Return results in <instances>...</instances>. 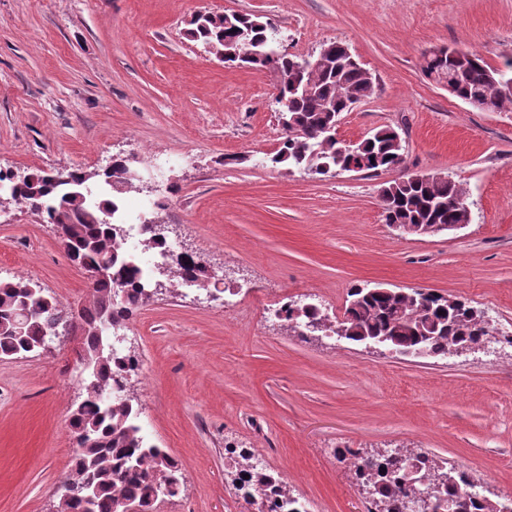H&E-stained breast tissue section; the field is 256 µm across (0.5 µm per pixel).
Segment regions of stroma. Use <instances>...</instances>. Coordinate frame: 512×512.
<instances>
[{
    "mask_svg": "<svg viewBox=\"0 0 512 512\" xmlns=\"http://www.w3.org/2000/svg\"><path fill=\"white\" fill-rule=\"evenodd\" d=\"M204 10L261 16L299 57L347 45L376 83L337 136L394 128L404 170L272 167L277 78L188 40ZM441 47L502 67L512 0H0V167L94 171L132 157L147 189L124 206L171 224L168 240L224 278L218 297L183 286L126 322L139 423L184 477L159 512H254L230 476L242 450L306 512H367L345 448H413L490 499L512 495V109L481 111L427 80L423 56ZM404 173L460 183L470 223L434 236L385 224L380 188ZM15 277L68 309L89 300L52 226L18 204L0 212V279ZM377 283L465 299L497 341L413 358L292 336L274 315L285 298L333 315L351 287ZM79 349L71 335L0 359V512H54L85 397Z\"/></svg>",
    "mask_w": 512,
    "mask_h": 512,
    "instance_id": "stroma-1",
    "label": "stroma"
}]
</instances>
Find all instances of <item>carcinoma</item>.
Wrapping results in <instances>:
<instances>
[{"label": "carcinoma", "mask_w": 512, "mask_h": 512, "mask_svg": "<svg viewBox=\"0 0 512 512\" xmlns=\"http://www.w3.org/2000/svg\"><path fill=\"white\" fill-rule=\"evenodd\" d=\"M277 28L261 17L237 13L225 19L219 14H203L194 18L188 36L195 41L213 44L235 56L225 63L246 64L255 69L265 65L261 54L276 42ZM321 65L312 73L315 92L301 96L284 84L279 96L288 100V120L301 129L299 134L284 136L279 149L270 158L273 165L305 170L311 154H316L317 170L325 176L340 168L355 166L362 172L377 175L395 163L393 129L385 127L344 152L334 140L322 138L327 128H336V114L348 111L350 99L363 101L373 93L375 84L368 70L344 52V44L330 42ZM423 73L436 82H447L452 95L465 102L482 99L492 109L502 111L512 106L498 95L503 75L476 54L462 59H424ZM336 100V110L325 102ZM137 188L128 177L127 162L112 159L108 170L40 171L30 173L20 182L12 172H0V192L9 194L13 203L41 214L63 230L62 245L68 259L86 273L105 271L91 282L88 304L80 311L74 335L80 337L79 361L94 360L104 347L99 328L110 317L115 322L128 319L130 313L149 300L148 285L153 277L142 275L140 266L125 248L123 233L112 223V211L119 195ZM387 224H432L437 232L450 224L467 222V210L461 198L462 186L451 179H413L394 181L380 190ZM166 238L146 230L138 245L143 252H156ZM168 288L177 290L181 279L192 277L202 289L212 285L211 271L188 254L167 255ZM40 285L30 279L0 280V357H18L39 345L51 335L53 327L66 310L53 296L41 301L30 295L29 288ZM413 291L389 295L370 293L355 286L349 289L343 310L344 320L326 324L324 333L340 330L346 339L362 342L364 336H384L397 350L424 347L433 354L459 344L484 343L491 331L487 324L473 318L475 309L461 300L453 308L440 299L430 306L414 302ZM137 358L112 350L89 378L83 379L86 396L77 414L70 417L74 436L91 435L90 441L77 443L72 476L67 483H84L94 489L91 509L80 500L59 499L56 512H120L125 502H137L144 512H153L160 496L175 497L183 474L178 462L163 448L148 442L138 424L134 396L124 389L137 370ZM357 480L364 488L374 489L379 500L376 512H402V506L414 488L400 480L399 465L415 461L431 465L432 484L441 485L435 508L447 512V503H456L455 512H486L484 502L473 495L475 480L453 468L430 463L423 453L412 450L387 455L351 453ZM247 498H261L268 503L267 512H305L299 498L278 475L251 463V456L240 454L232 479Z\"/></svg>", "instance_id": "carcinoma-1"}]
</instances>
